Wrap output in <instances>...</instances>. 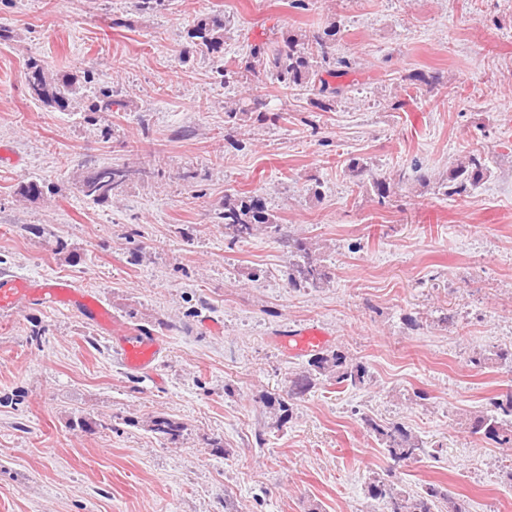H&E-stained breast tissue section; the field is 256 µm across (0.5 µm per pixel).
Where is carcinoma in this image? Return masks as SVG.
<instances>
[{
	"instance_id": "obj_1",
	"label": "carcinoma",
	"mask_w": 512,
	"mask_h": 512,
	"mask_svg": "<svg viewBox=\"0 0 512 512\" xmlns=\"http://www.w3.org/2000/svg\"><path fill=\"white\" fill-rule=\"evenodd\" d=\"M224 20L212 18L199 22L189 32L192 48L185 49L182 61H191V49L202 53L214 54L224 49ZM334 32L322 35L313 34L304 38L288 35L280 40L253 46L250 67L263 68L270 77L282 87L291 90H304L314 95L317 104L324 112L331 110L336 98L346 93V88L333 86L329 78L336 76V70L330 68L327 38ZM217 74L229 85L238 81L240 71L233 60H221ZM26 75L32 78L28 83L31 97L47 106L66 110L73 103L85 97L84 85L76 77H55L40 61L28 62ZM118 101L112 99V90L99 89L96 101L89 106L91 112H110ZM346 171L353 185L359 188L369 187L383 199L389 192V183L384 175L376 172L365 163L352 160ZM491 170L481 149H472L458 158L448 171L442 186L448 196L462 195L476 189ZM146 174V168L129 166L112 167L104 165L97 168L79 181L80 194L94 202L106 203L121 194L124 187L136 178ZM53 188L43 182L30 180L22 182L17 193L25 199H39L52 193ZM218 223L224 225V234L232 242H244L251 239L262 228H271L275 224L273 215L267 213L263 200L255 195L239 196L224 200V210L217 213ZM290 247L295 250L298 259L288 265V284L293 288H318L330 279L329 268L323 261L311 255L306 243L294 240ZM495 358L512 364V348H501L486 355L478 353L471 362L480 366ZM367 367L348 361L340 351L330 354L321 352L310 355L307 367L290 381L287 398H278L279 409L287 412L291 402L302 399L316 386V381L324 379L338 385L360 388L367 382ZM366 425L385 446L389 457L396 463H405L419 458L425 451V442L398 423L365 419ZM183 425L162 417L153 421V432L171 440H176ZM472 433L482 434L499 446L512 447V392L493 397L489 409L473 418ZM368 494L375 499L385 501L389 512H436L440 504L455 506L453 512H462V506L448 497L446 489L432 484L416 494L410 495L383 480H375L368 486Z\"/></svg>"
}]
</instances>
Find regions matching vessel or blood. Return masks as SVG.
<instances>
[{
    "label": "vessel or blood",
    "mask_w": 512,
    "mask_h": 512,
    "mask_svg": "<svg viewBox=\"0 0 512 512\" xmlns=\"http://www.w3.org/2000/svg\"><path fill=\"white\" fill-rule=\"evenodd\" d=\"M59 305L77 311L86 321L108 336L122 365L131 372L151 374L153 363L165 346L151 330L131 328L113 319L105 304L63 279L29 281L19 277L0 279V317L8 319L25 309ZM328 333L312 325L277 336V343L288 353L305 354L322 348Z\"/></svg>",
    "instance_id": "b4317fda"
}]
</instances>
